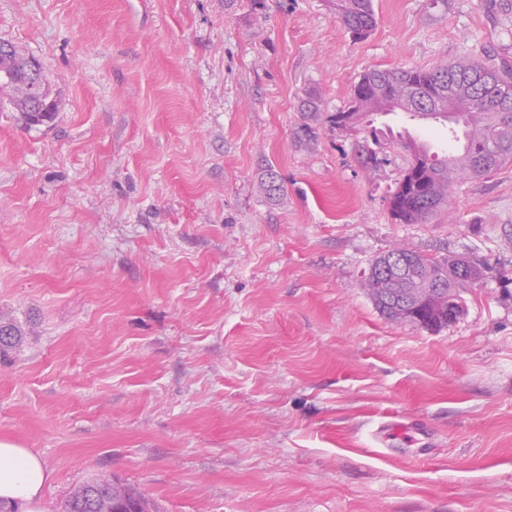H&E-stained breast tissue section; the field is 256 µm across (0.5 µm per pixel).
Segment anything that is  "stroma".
<instances>
[{
    "label": "stroma",
    "mask_w": 512,
    "mask_h": 512,
    "mask_svg": "<svg viewBox=\"0 0 512 512\" xmlns=\"http://www.w3.org/2000/svg\"><path fill=\"white\" fill-rule=\"evenodd\" d=\"M373 8L357 40L328 0H0L58 102L0 112V438L45 512L100 476L157 512H512V163L401 224L410 153L363 167L324 120L369 69L512 66V9ZM397 246L491 270L447 327L394 324L361 276ZM391 420L414 440L377 456Z\"/></svg>",
    "instance_id": "1"
}]
</instances>
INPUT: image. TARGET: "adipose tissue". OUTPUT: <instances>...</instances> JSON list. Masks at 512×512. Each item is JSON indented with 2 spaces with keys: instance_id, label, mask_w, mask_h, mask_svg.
Masks as SVG:
<instances>
[{
  "instance_id": "obj_1",
  "label": "adipose tissue",
  "mask_w": 512,
  "mask_h": 512,
  "mask_svg": "<svg viewBox=\"0 0 512 512\" xmlns=\"http://www.w3.org/2000/svg\"><path fill=\"white\" fill-rule=\"evenodd\" d=\"M52 477L41 457L10 439H0V505L44 512L43 492Z\"/></svg>"
}]
</instances>
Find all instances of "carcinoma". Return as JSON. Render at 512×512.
<instances>
[{
    "label": "carcinoma",
    "mask_w": 512,
    "mask_h": 512,
    "mask_svg": "<svg viewBox=\"0 0 512 512\" xmlns=\"http://www.w3.org/2000/svg\"><path fill=\"white\" fill-rule=\"evenodd\" d=\"M331 5L343 25L357 38L369 35L376 25L372 0H333ZM26 58L12 46V56L0 55V108L9 107L22 114L26 124L40 126L50 122L57 110V100L44 76L28 82L17 75L16 62ZM417 87L425 99L415 105L416 115L425 119L452 118L456 127L463 129L464 142L454 160H438L404 142L413 161L390 199V210L402 224L424 222L448 204L450 188L459 179L480 178L512 161V68L504 69L492 60L472 59L439 63L428 68L370 69L353 86L347 109L331 113L327 122L332 128L353 116L377 114L383 104L403 103L407 89ZM453 89L455 99L450 101L455 112H433L434 99L441 92ZM374 120L352 129L362 134L359 159L366 167L379 163L380 137L373 127ZM495 146L489 165L474 167V160ZM260 189L271 202H277L283 186L272 171L260 181ZM402 252L416 257L413 273L404 280L394 272L380 271L378 267L386 255L373 259L364 270L361 284L368 291L380 314L394 323L416 324L409 308L417 297L425 296L448 310V295L461 293L481 280L488 265L478 259H467L472 273L458 272L461 257L425 256L404 248ZM20 333L11 323L0 320V351L12 347ZM152 512L153 504L135 489L118 479L98 478L76 488L64 504L62 512Z\"/></svg>",
    "instance_id": "carcinoma-1"
}]
</instances>
